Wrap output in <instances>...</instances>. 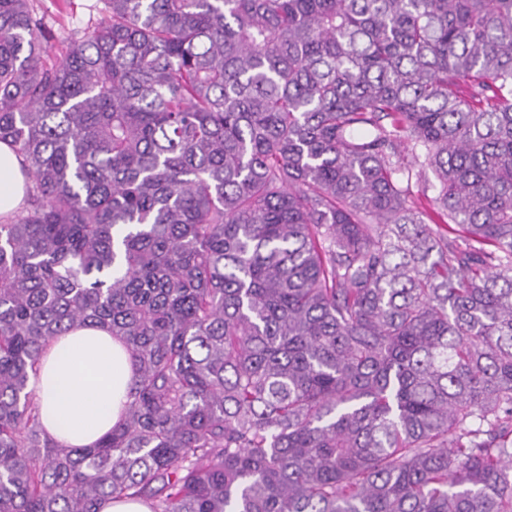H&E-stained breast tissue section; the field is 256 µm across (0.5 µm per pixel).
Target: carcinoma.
Returning <instances> with one entry per match:
<instances>
[{"mask_svg": "<svg viewBox=\"0 0 512 512\" xmlns=\"http://www.w3.org/2000/svg\"><path fill=\"white\" fill-rule=\"evenodd\" d=\"M103 2L51 61L0 0V512H512V0ZM88 325L134 377L73 448ZM27 178L22 158L6 143H0V216L12 215L22 207ZM132 360L124 343L95 327L54 339L31 388L47 435L60 444H95L120 421Z\"/></svg>", "mask_w": 512, "mask_h": 512, "instance_id": "obj_1", "label": "carcinoma"}]
</instances>
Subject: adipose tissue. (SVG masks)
<instances>
[{"label": "adipose tissue", "instance_id": "ef3b65f1", "mask_svg": "<svg viewBox=\"0 0 512 512\" xmlns=\"http://www.w3.org/2000/svg\"><path fill=\"white\" fill-rule=\"evenodd\" d=\"M22 159L0 143V216L18 211L26 192ZM132 360L117 337L95 327L54 339L31 382L47 435L60 444H95L120 421Z\"/></svg>", "mask_w": 512, "mask_h": 512}]
</instances>
